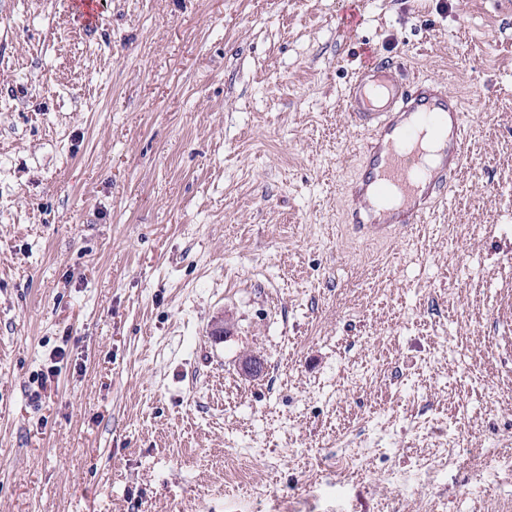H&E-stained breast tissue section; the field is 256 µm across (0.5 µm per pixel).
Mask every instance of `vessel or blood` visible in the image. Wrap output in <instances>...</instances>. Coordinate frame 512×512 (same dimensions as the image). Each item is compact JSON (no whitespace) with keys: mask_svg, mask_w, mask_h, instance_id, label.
<instances>
[{"mask_svg":"<svg viewBox=\"0 0 512 512\" xmlns=\"http://www.w3.org/2000/svg\"><path fill=\"white\" fill-rule=\"evenodd\" d=\"M346 116L364 130L345 221L386 239L412 232L444 203L467 160L468 114L439 80L410 81L395 62L371 59L346 92Z\"/></svg>","mask_w":512,"mask_h":512,"instance_id":"obj_1","label":"vessel or blood"}]
</instances>
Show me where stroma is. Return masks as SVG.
Listing matches in <instances>:
<instances>
[{"label": "stroma", "mask_w": 512, "mask_h": 512, "mask_svg": "<svg viewBox=\"0 0 512 512\" xmlns=\"http://www.w3.org/2000/svg\"><path fill=\"white\" fill-rule=\"evenodd\" d=\"M71 2L0 0V512H512V0ZM370 57L471 122L389 241Z\"/></svg>", "instance_id": "35a3bbf8"}]
</instances>
